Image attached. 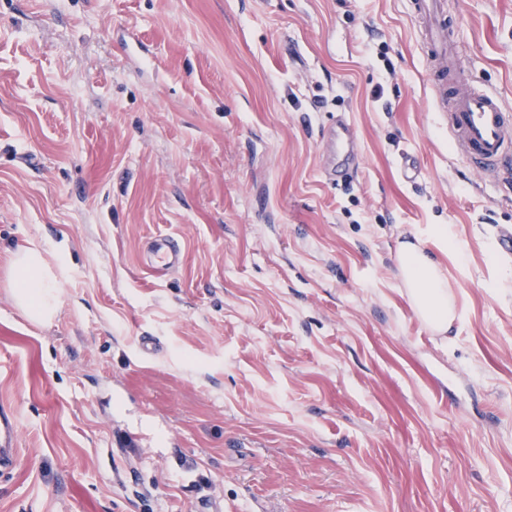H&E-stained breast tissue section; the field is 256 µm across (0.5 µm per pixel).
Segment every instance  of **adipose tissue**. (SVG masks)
Segmentation results:
<instances>
[{
    "label": "adipose tissue",
    "instance_id": "ef3b65f1",
    "mask_svg": "<svg viewBox=\"0 0 512 512\" xmlns=\"http://www.w3.org/2000/svg\"><path fill=\"white\" fill-rule=\"evenodd\" d=\"M14 299L31 321L50 322L57 310L59 279L37 248L17 252ZM399 264L413 302L434 332H447L455 311L437 263L416 245L401 244Z\"/></svg>",
    "mask_w": 512,
    "mask_h": 512
}]
</instances>
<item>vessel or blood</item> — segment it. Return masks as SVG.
<instances>
[{
  "instance_id": "obj_1",
  "label": "vessel or blood",
  "mask_w": 512,
  "mask_h": 512,
  "mask_svg": "<svg viewBox=\"0 0 512 512\" xmlns=\"http://www.w3.org/2000/svg\"><path fill=\"white\" fill-rule=\"evenodd\" d=\"M421 27L432 88L439 103L448 104V131L470 168L495 177L512 176V113L499 97L472 86L461 77L450 46L448 0H408ZM324 142L338 169L359 164L357 133L351 123L336 120L323 132ZM182 252L169 238L149 243L146 269L159 271L180 264ZM19 423L14 408H0V472L14 469L19 460Z\"/></svg>"
}]
</instances>
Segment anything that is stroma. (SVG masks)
I'll return each mask as SVG.
<instances>
[{
    "instance_id": "stroma-1",
    "label": "stroma",
    "mask_w": 512,
    "mask_h": 512,
    "mask_svg": "<svg viewBox=\"0 0 512 512\" xmlns=\"http://www.w3.org/2000/svg\"><path fill=\"white\" fill-rule=\"evenodd\" d=\"M449 13L461 73L512 107V0ZM439 111L407 0H0V512H512V181ZM156 236L180 266L142 269ZM33 245L47 326L10 287ZM323 139L330 154L336 156V171L359 164L357 133L351 123L337 119L324 130ZM399 264L417 310L434 332H447L455 319V311L437 263L418 246L402 243ZM13 264L16 269L14 299L17 306L37 324L50 322L57 310V274L34 247L17 252ZM19 423L14 408H0V472L14 469L19 460Z\"/></svg>"
}]
</instances>
